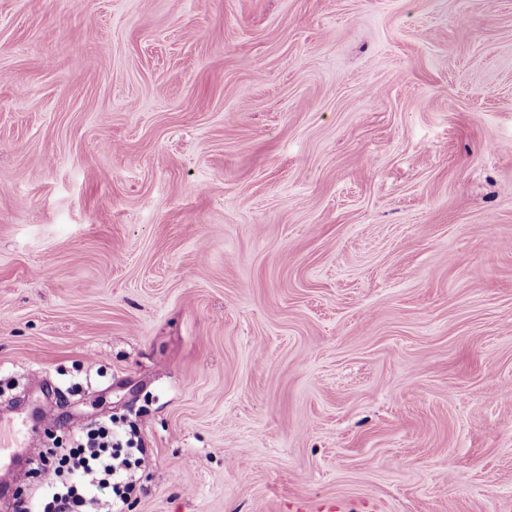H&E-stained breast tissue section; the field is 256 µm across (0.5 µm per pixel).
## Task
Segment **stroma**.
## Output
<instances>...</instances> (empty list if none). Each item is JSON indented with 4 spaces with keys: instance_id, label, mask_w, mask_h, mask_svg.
<instances>
[{
    "instance_id": "stroma-1",
    "label": "stroma",
    "mask_w": 512,
    "mask_h": 512,
    "mask_svg": "<svg viewBox=\"0 0 512 512\" xmlns=\"http://www.w3.org/2000/svg\"><path fill=\"white\" fill-rule=\"evenodd\" d=\"M0 423L112 512H512V0H0ZM104 415L60 452L41 455L33 472L40 488V512H110L135 493L134 470L144 462L137 432L124 431ZM107 490L108 499L96 492Z\"/></svg>"
}]
</instances>
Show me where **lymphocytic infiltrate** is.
Segmentation results:
<instances>
[{
    "instance_id": "obj_1",
    "label": "lymphocytic infiltrate",
    "mask_w": 512,
    "mask_h": 512,
    "mask_svg": "<svg viewBox=\"0 0 512 512\" xmlns=\"http://www.w3.org/2000/svg\"><path fill=\"white\" fill-rule=\"evenodd\" d=\"M141 452L136 431L120 429L112 416L98 418L68 447L40 456L33 469L39 512H111L113 502L134 495ZM102 489L104 501L97 496Z\"/></svg>"
}]
</instances>
